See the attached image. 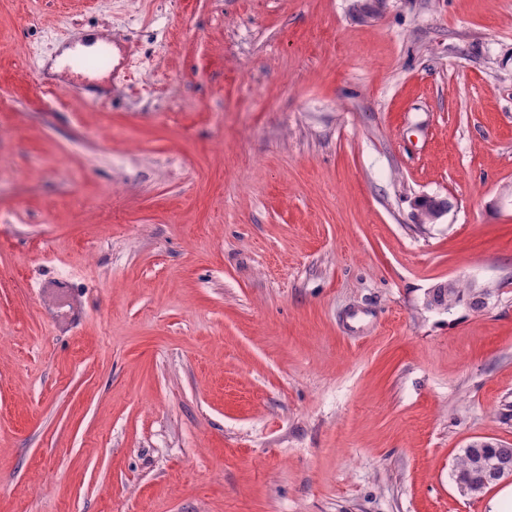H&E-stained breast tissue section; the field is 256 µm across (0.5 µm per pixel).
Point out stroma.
I'll list each match as a JSON object with an SVG mask.
<instances>
[{
  "label": "stroma",
  "mask_w": 512,
  "mask_h": 512,
  "mask_svg": "<svg viewBox=\"0 0 512 512\" xmlns=\"http://www.w3.org/2000/svg\"><path fill=\"white\" fill-rule=\"evenodd\" d=\"M85 35L130 54L95 99L52 69ZM476 440L512 0H0V512H489ZM488 296L490 293L487 290L467 288L459 282L453 281L452 288H445L442 285L434 288L428 303L430 306L448 310V307L452 306L453 308L460 302L466 301L471 308L480 310L485 307Z\"/></svg>",
  "instance_id": "35a3bbf8"
}]
</instances>
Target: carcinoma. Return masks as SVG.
I'll return each mask as SVG.
<instances>
[{
	"label": "carcinoma",
	"instance_id": "1",
	"mask_svg": "<svg viewBox=\"0 0 512 512\" xmlns=\"http://www.w3.org/2000/svg\"><path fill=\"white\" fill-rule=\"evenodd\" d=\"M490 293L486 290L467 288L455 281L452 287L434 288L429 305L438 308L454 307L465 301L475 310L485 307ZM503 471L512 472V446L493 441H476L463 449L454 469L456 480L476 486V494L497 484Z\"/></svg>",
	"mask_w": 512,
	"mask_h": 512
}]
</instances>
